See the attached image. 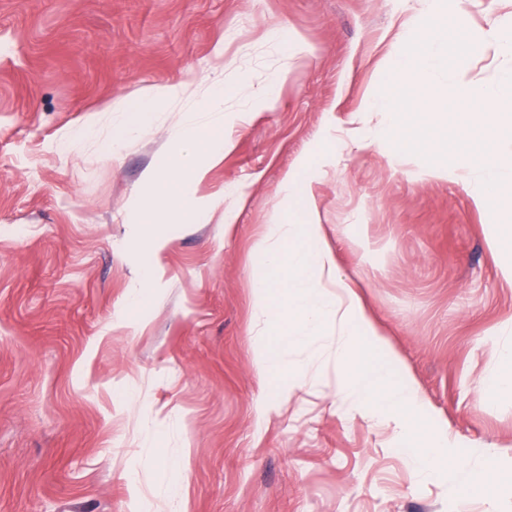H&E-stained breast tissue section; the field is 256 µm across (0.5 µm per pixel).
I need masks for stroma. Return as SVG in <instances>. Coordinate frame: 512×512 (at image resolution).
Here are the masks:
<instances>
[{
	"label": "stroma",
	"mask_w": 512,
	"mask_h": 512,
	"mask_svg": "<svg viewBox=\"0 0 512 512\" xmlns=\"http://www.w3.org/2000/svg\"><path fill=\"white\" fill-rule=\"evenodd\" d=\"M421 20L419 0H0V512H170L175 493L184 512H512L510 490L419 476L339 392L335 337L285 353L306 377L256 420L276 389L254 365L274 327L253 308L258 244L274 219L296 221L286 176L312 172L302 203L424 395L430 430L448 433L449 461L512 469V396L483 384L512 325L511 260L456 173L395 158L385 139L357 146L386 125L365 106ZM275 27L304 53L282 57ZM219 46L225 81L242 71L259 91L286 75L273 108L225 103L222 161L195 156L196 198L238 219L160 226L155 297L126 314L143 175L194 103H160L120 139L110 105L208 72ZM509 66L488 42L466 75L490 86ZM87 123L93 134L61 150Z\"/></svg>",
	"instance_id": "obj_1"
}]
</instances>
